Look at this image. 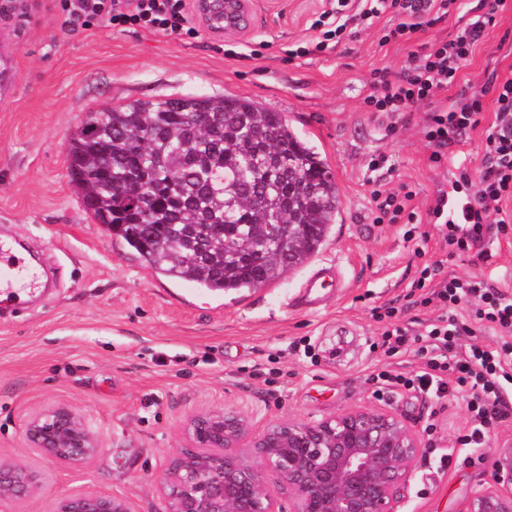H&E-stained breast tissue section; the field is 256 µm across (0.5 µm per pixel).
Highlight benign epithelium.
Instances as JSON below:
<instances>
[{
    "mask_svg": "<svg viewBox=\"0 0 512 512\" xmlns=\"http://www.w3.org/2000/svg\"><path fill=\"white\" fill-rule=\"evenodd\" d=\"M195 20L214 38L252 28L254 0H190ZM187 446L170 458L161 484L163 512H399L401 490L417 472L418 428L394 409L359 406L314 423L276 420L256 431L248 416L216 409L187 419ZM30 448L63 465L83 464L101 448L86 417L58 403L26 423ZM248 446L255 455L237 449ZM491 482L466 512H512V448L493 462ZM41 475L0 461V506L41 489ZM56 512H130L124 498L75 493Z\"/></svg>",
    "mask_w": 512,
    "mask_h": 512,
    "instance_id": "7a95c632",
    "label": "benign epithelium"
}]
</instances>
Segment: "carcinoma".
I'll return each mask as SVG.
<instances>
[{
    "label": "carcinoma",
    "instance_id": "obj_1",
    "mask_svg": "<svg viewBox=\"0 0 512 512\" xmlns=\"http://www.w3.org/2000/svg\"><path fill=\"white\" fill-rule=\"evenodd\" d=\"M208 114L205 126L190 120ZM85 211L155 273L211 292L253 291L303 267L340 211L336 179L282 113L245 98L136 101L72 132ZM143 188L118 199L112 184ZM259 188L264 202L250 198ZM303 224L287 244L281 230Z\"/></svg>",
    "mask_w": 512,
    "mask_h": 512
}]
</instances>
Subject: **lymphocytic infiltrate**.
<instances>
[{"label":"lymphocytic infiltrate","mask_w":512,"mask_h":512,"mask_svg":"<svg viewBox=\"0 0 512 512\" xmlns=\"http://www.w3.org/2000/svg\"><path fill=\"white\" fill-rule=\"evenodd\" d=\"M337 5V10L323 12L319 19L324 39H332L334 33L351 25H372L381 11L391 8L402 20L385 28L382 40L386 43L409 40L423 25L442 20L461 7L460 0H365L359 11L350 14L346 11L348 0H337ZM511 6L512 0H491L487 11L459 27L451 39L412 56L400 76L378 74L367 104L395 119L410 105L447 89L487 27L494 24L496 14ZM59 7L70 24L84 27L105 20L170 34L186 29L183 0H137L126 12L116 7L114 0H59ZM491 87L496 93V111L484 141L478 178H471L465 165L456 166L447 189L439 192L429 210L430 222L437 226L452 257L467 255L473 245L490 242L493 234L512 232V78L492 82ZM482 114L483 103L475 95L462 98L452 108L429 112L424 134L434 147L432 161L442 163L443 147L450 139L475 129ZM437 281L433 298L440 315L420 332L397 325L383 332L389 351L414 350L424 358V369L409 377L383 371L378 378L382 393L388 395L403 388L439 401L460 395L475 423L460 444L474 448L482 443L484 425L500 418L496 404L512 386V342L472 344L462 353L457 350L458 342L477 325L511 333L512 296L469 277Z\"/></svg>","instance_id":"f902f5d3"}]
</instances>
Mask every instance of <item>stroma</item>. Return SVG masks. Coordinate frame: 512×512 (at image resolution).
<instances>
[{
  "instance_id": "35a3bbf8",
  "label": "stroma",
  "mask_w": 512,
  "mask_h": 512,
  "mask_svg": "<svg viewBox=\"0 0 512 512\" xmlns=\"http://www.w3.org/2000/svg\"><path fill=\"white\" fill-rule=\"evenodd\" d=\"M24 29L0 22V47L17 68L0 99V237L35 256L52 287L26 304L0 305V460H21L43 480L33 498L5 512H54L61 497L98 492L125 498L131 512H161L160 478L184 443V421L234 408L255 427L288 418L311 423L356 406L396 408L422 432L430 452L402 492V512H465L486 484L497 451L512 444V388L477 448H461L473 426L463 399L444 405L403 390L377 398L383 370L417 372L413 352H388L389 321L424 329L437 315L431 288H413L427 264L472 276L512 294V240L487 261L447 258L434 225L376 224L371 218V158L386 156L385 185H407L426 214L456 164L479 165L485 125L494 119L488 80L512 77V9L498 13L457 85L438 91L392 122L364 103L378 70L400 73L421 47L448 40L477 0L424 27L406 43L380 45L395 22L321 52L309 46L314 22L336 0H288L281 16L255 0L248 36L218 40L148 33L102 21L63 27L54 0H34ZM482 93L484 125L449 143L442 165L424 137L427 112L450 107L461 91ZM238 96L282 113L331 169L342 208L306 266L255 291L212 293L157 275L83 209L68 172L71 132L87 116L138 100ZM336 266L341 289H326L320 309L298 306L300 283ZM66 403L83 412L102 447L88 462L62 466L27 447L34 414ZM450 449L447 462L438 452Z\"/></svg>"
}]
</instances>
